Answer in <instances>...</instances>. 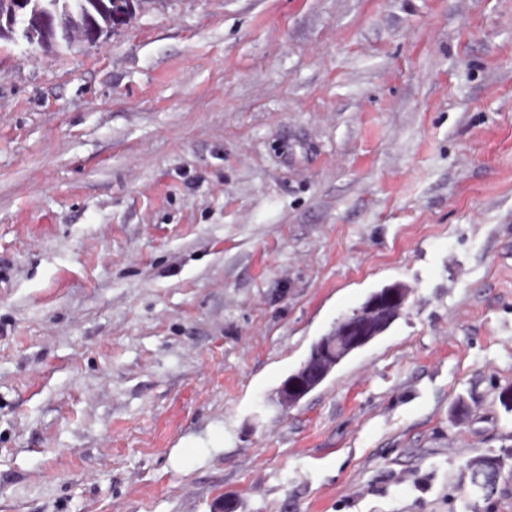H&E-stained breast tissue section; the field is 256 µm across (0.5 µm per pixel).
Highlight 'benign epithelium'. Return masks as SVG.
<instances>
[{"mask_svg": "<svg viewBox=\"0 0 512 512\" xmlns=\"http://www.w3.org/2000/svg\"><path fill=\"white\" fill-rule=\"evenodd\" d=\"M408 294L398 286L386 287L372 294L362 307L343 317L342 332L314 348L311 358L279 388L280 403L296 405L318 378L351 353L364 348L381 335L395 320L394 313L404 307Z\"/></svg>", "mask_w": 512, "mask_h": 512, "instance_id": "7a95c632", "label": "benign epithelium"}]
</instances>
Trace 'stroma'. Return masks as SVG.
Returning a JSON list of instances; mask_svg holds the SVG:
<instances>
[{
  "instance_id": "1",
  "label": "stroma",
  "mask_w": 512,
  "mask_h": 512,
  "mask_svg": "<svg viewBox=\"0 0 512 512\" xmlns=\"http://www.w3.org/2000/svg\"><path fill=\"white\" fill-rule=\"evenodd\" d=\"M509 386L512 0H144L0 48V512H512L466 467L512 469ZM408 294L399 286H390L372 294L361 308L343 317L340 336H331L314 348L311 358L279 388L284 407L296 405L312 384L351 353L364 348L381 335L395 320L394 313L404 307Z\"/></svg>"
}]
</instances>
